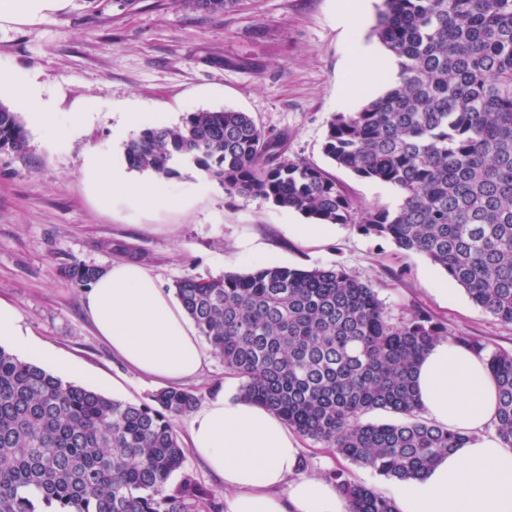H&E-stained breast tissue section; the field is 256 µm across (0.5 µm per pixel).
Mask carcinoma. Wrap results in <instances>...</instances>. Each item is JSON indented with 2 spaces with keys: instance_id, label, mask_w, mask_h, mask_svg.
I'll use <instances>...</instances> for the list:
<instances>
[{
  "instance_id": "1",
  "label": "carcinoma",
  "mask_w": 512,
  "mask_h": 512,
  "mask_svg": "<svg viewBox=\"0 0 512 512\" xmlns=\"http://www.w3.org/2000/svg\"><path fill=\"white\" fill-rule=\"evenodd\" d=\"M210 15L240 0H177ZM373 32L397 59L398 81L332 115L323 153L402 194L393 211L357 215L336 178L286 155L245 112H191L177 126L142 129L128 166L159 179L193 165L229 197H260L318 224H357L425 254L496 320L512 323V0H382ZM27 134L0 103V151ZM100 271L75 263V285ZM175 294L240 395L332 453L388 479L421 478L463 438L425 420L415 367L448 340L485 356L499 391L495 431L512 446V352H489L414 308L394 319L372 285L341 268L267 266L218 278L187 276ZM192 390L166 388L150 404L64 381L0 347V512H224V498L185 469L175 421ZM400 416L365 422L372 411ZM180 473L179 482L170 479ZM351 512H395L393 501L328 473Z\"/></svg>"
}]
</instances>
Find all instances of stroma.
I'll return each instance as SVG.
<instances>
[{
    "mask_svg": "<svg viewBox=\"0 0 512 512\" xmlns=\"http://www.w3.org/2000/svg\"><path fill=\"white\" fill-rule=\"evenodd\" d=\"M380 4L367 0L353 28L341 21L348 0H243L217 16L172 0H139L129 10L110 0H60L34 20L0 18V69L28 76L39 91L36 111L53 113L62 130L48 136L28 129L24 153L0 152V298L19 309L34 341L69 365L63 380L133 403L149 402L158 390L95 335L82 309L85 290L67 276L76 262L103 271L118 260L135 262L169 291L189 275L339 266L373 284L393 316L419 307L455 335L512 351V324L494 319L461 287L440 299L443 270L358 225L302 248L284 227L304 223L303 215L258 197L228 198L194 167L166 180L132 172L138 187L120 200L86 176L89 154L106 167L122 156L126 140L115 133L121 113L175 126L187 113L226 108L285 136L288 157L329 171L358 213L395 209V188L333 166L322 150L332 114L365 102L363 90H347L350 48L357 40L376 43ZM77 112L93 118L72 133ZM302 446L303 473L339 469L382 493L392 485L310 439Z\"/></svg>",
    "mask_w": 512,
    "mask_h": 512,
    "instance_id": "35a3bbf8",
    "label": "stroma"
}]
</instances>
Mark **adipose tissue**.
Listing matches in <instances>:
<instances>
[{
	"instance_id": "obj_1",
	"label": "adipose tissue",
	"mask_w": 512,
	"mask_h": 512,
	"mask_svg": "<svg viewBox=\"0 0 512 512\" xmlns=\"http://www.w3.org/2000/svg\"><path fill=\"white\" fill-rule=\"evenodd\" d=\"M352 69L364 79L390 80L398 66L358 42ZM85 312L132 371L163 386L196 381L207 361L182 306L144 266L118 261L92 284ZM423 416L464 436L424 478L395 483L397 512H512V448L493 431L498 392L484 356L448 341L418 364ZM188 444L220 482L224 512H350L342 492L321 477L302 475L294 430L273 411L219 394L190 413Z\"/></svg>"
}]
</instances>
